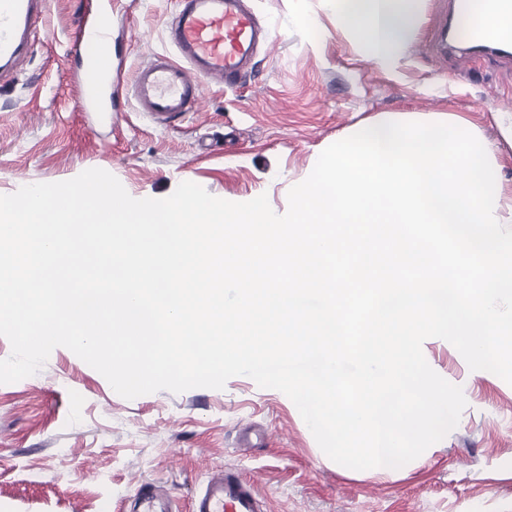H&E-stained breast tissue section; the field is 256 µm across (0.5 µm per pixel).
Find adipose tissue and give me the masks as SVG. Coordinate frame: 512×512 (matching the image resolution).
I'll use <instances>...</instances> for the list:
<instances>
[{
	"instance_id": "obj_1",
	"label": "adipose tissue",
	"mask_w": 512,
	"mask_h": 512,
	"mask_svg": "<svg viewBox=\"0 0 512 512\" xmlns=\"http://www.w3.org/2000/svg\"><path fill=\"white\" fill-rule=\"evenodd\" d=\"M419 0H324L337 30L362 58L395 69L413 41Z\"/></svg>"
}]
</instances>
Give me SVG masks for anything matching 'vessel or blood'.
<instances>
[{"mask_svg":"<svg viewBox=\"0 0 512 512\" xmlns=\"http://www.w3.org/2000/svg\"><path fill=\"white\" fill-rule=\"evenodd\" d=\"M49 0H0V77H10L25 58ZM180 9L166 30L174 57L157 56L142 65L133 80V96L150 116L175 121L198 111L206 84L235 88L259 42L269 33L261 27L247 0H179ZM89 47L81 65L99 69L105 32L88 16L79 20ZM77 105L82 112L112 111V79L80 81ZM192 512H261L255 488L238 473L212 475L196 495Z\"/></svg>","mask_w":512,"mask_h":512,"instance_id":"obj_1","label":"vessel or blood"}]
</instances>
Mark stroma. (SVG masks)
I'll return each instance as SVG.
<instances>
[{"instance_id":"1","label":"stroma","mask_w":512,"mask_h":512,"mask_svg":"<svg viewBox=\"0 0 512 512\" xmlns=\"http://www.w3.org/2000/svg\"><path fill=\"white\" fill-rule=\"evenodd\" d=\"M96 3L52 0L30 53L0 82V195L100 168L136 199L191 181L228 201L264 194L284 212L322 150L386 115L465 120L512 191V143L496 122L512 114V59L449 49L451 0H421L417 36L393 72L360 59L322 0H251L271 38L241 87L207 85L201 111L169 125L139 111L128 87L146 57L170 53L165 30L178 0H116L105 14L121 88L100 125L76 104L79 19ZM302 14L317 19L319 40L297 24ZM422 351L462 387L467 406L441 441L380 472L330 460L294 403L249 377L127 400L55 348L35 375L0 384V512H136L145 482L169 512H190L192 496L224 468L255 487L264 512H512V385L470 370L443 339H426Z\"/></svg>"}]
</instances>
